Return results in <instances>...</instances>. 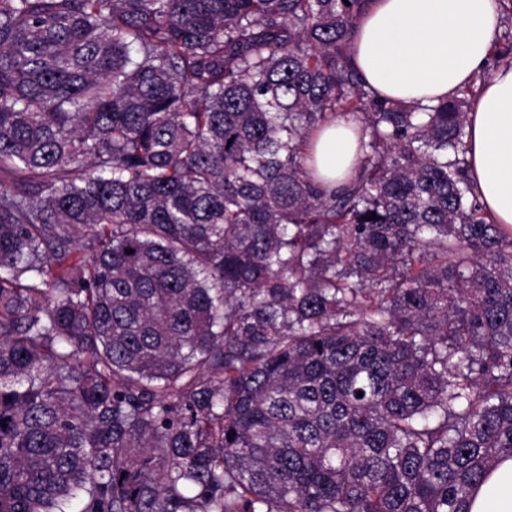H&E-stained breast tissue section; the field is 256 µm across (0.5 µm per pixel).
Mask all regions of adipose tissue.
Here are the masks:
<instances>
[{"instance_id":"adipose-tissue-1","label":"adipose tissue","mask_w":512,"mask_h":512,"mask_svg":"<svg viewBox=\"0 0 512 512\" xmlns=\"http://www.w3.org/2000/svg\"><path fill=\"white\" fill-rule=\"evenodd\" d=\"M496 0H370L352 38L351 58L384 96L434 105L476 84L469 113L470 174L495 223L512 225V65L475 78L495 49ZM355 122L337 118L314 140L322 175L341 178L359 158ZM471 512H512V459L478 490Z\"/></svg>"}]
</instances>
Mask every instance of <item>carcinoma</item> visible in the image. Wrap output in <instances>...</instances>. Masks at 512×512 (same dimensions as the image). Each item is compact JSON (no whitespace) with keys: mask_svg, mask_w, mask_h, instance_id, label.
<instances>
[{"mask_svg":"<svg viewBox=\"0 0 512 512\" xmlns=\"http://www.w3.org/2000/svg\"><path fill=\"white\" fill-rule=\"evenodd\" d=\"M368 2L0 0V512H471L512 459L475 84L374 93ZM357 124L351 117H340L327 127L314 140V156L322 175L335 178L336 185L342 173L351 170L360 154L356 137L351 131Z\"/></svg>","mask_w":512,"mask_h":512,"instance_id":"carcinoma-1","label":"carcinoma"}]
</instances>
